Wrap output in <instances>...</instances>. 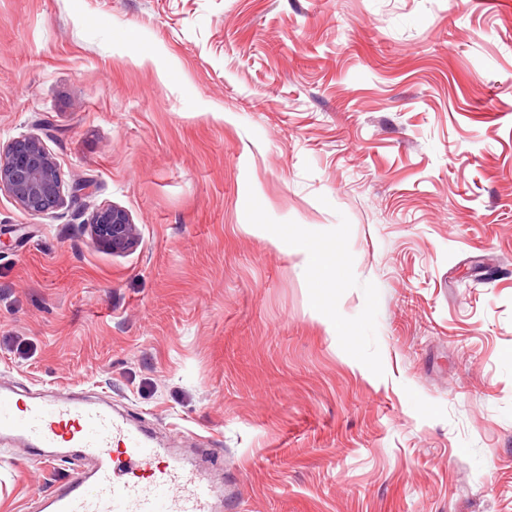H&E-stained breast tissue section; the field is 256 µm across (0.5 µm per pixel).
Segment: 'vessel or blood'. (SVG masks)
I'll list each match as a JSON object with an SVG mask.
<instances>
[{"label": "vessel or blood", "mask_w": 512, "mask_h": 512, "mask_svg": "<svg viewBox=\"0 0 512 512\" xmlns=\"http://www.w3.org/2000/svg\"><path fill=\"white\" fill-rule=\"evenodd\" d=\"M0 436L20 447L73 448L87 465L44 497L43 512H223L206 473L186 466L111 409L76 398L0 389Z\"/></svg>", "instance_id": "b4317fda"}]
</instances>
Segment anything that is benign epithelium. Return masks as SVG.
Wrapping results in <instances>:
<instances>
[{"label":"benign epithelium","mask_w":512,"mask_h":512,"mask_svg":"<svg viewBox=\"0 0 512 512\" xmlns=\"http://www.w3.org/2000/svg\"><path fill=\"white\" fill-rule=\"evenodd\" d=\"M63 181L52 157L36 138L0 145V193L18 202L28 213L43 215L62 203ZM92 228L97 242L112 249L137 243L134 225L117 207L96 212Z\"/></svg>","instance_id":"1"}]
</instances>
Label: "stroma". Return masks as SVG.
I'll return each instance as SVG.
<instances>
[{"label":"stroma","mask_w":512,"mask_h":512,"mask_svg":"<svg viewBox=\"0 0 512 512\" xmlns=\"http://www.w3.org/2000/svg\"><path fill=\"white\" fill-rule=\"evenodd\" d=\"M30 135L93 191L0 194L1 382L239 512H512V0H0ZM74 467L0 452V512ZM91 224L96 241L114 250L132 248L137 243L134 225L122 209L102 208L93 216Z\"/></svg>","instance_id":"1"}]
</instances>
